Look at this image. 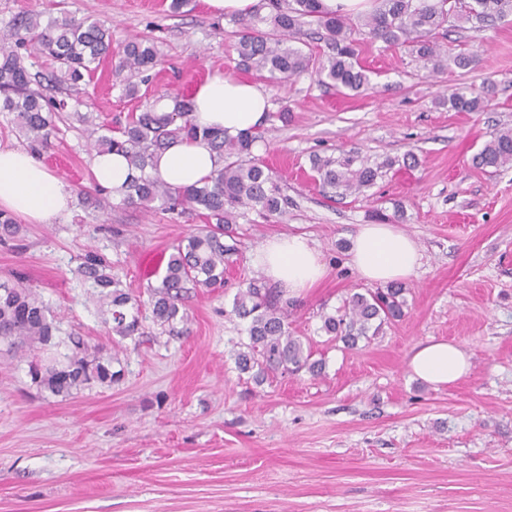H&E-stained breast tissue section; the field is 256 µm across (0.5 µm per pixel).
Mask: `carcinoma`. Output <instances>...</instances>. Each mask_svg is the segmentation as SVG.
<instances>
[{
	"label": "carcinoma",
	"instance_id": "obj_1",
	"mask_svg": "<svg viewBox=\"0 0 512 512\" xmlns=\"http://www.w3.org/2000/svg\"><path fill=\"white\" fill-rule=\"evenodd\" d=\"M510 16L512 0H375L374 9L356 21L322 10L319 0H261L252 14L231 22L243 69L264 72L273 84L312 72L340 92L359 94L370 84L359 56L363 40L407 46L436 71L468 70L476 63L474 55L441 51L440 40L448 37V24L461 28L474 20L493 23ZM311 24L320 29L326 47L322 52L306 53L297 47L306 36L304 26ZM0 40V112L13 114L16 128L35 155L50 147L56 113L68 107L67 101L44 94L41 81L30 72L35 60L50 59L55 64L50 81L73 87L92 77L104 59L115 56L112 75L127 96L137 95L141 86L148 85L149 71L158 62L152 39H128L114 52L110 27L70 14L45 20L40 12H24L8 23ZM492 92L491 84L478 93L457 89L448 95V110L474 112ZM191 108L188 96L166 93L154 97L144 110L129 113L113 128L96 122L90 113L77 114L95 153L120 151L139 172L129 183L124 202L145 210H190L206 221L161 260L160 282L148 285L146 300L120 288L104 256L94 251L84 255L78 273L106 306L104 324L122 338L140 333L144 309L168 335L187 333L189 317L183 309L187 292L224 285V262L235 251L224 243V237L232 235L239 210L248 208L264 217L288 212V195L272 171L252 156L261 134L200 131L190 119ZM179 138L200 141L216 152L220 162L201 184L174 189L152 176L148 168L158 153ZM473 163L488 173L512 165V129L493 133ZM395 165L388 160L374 168L357 152L340 159H311L313 179L341 196L362 193L375 185L381 168ZM21 230L14 216L0 212V244L15 241ZM405 293L401 284L355 292L336 313L322 316L321 330L354 348L383 325L404 316ZM293 309V301L260 278L251 280L234 298L233 311L247 321L248 335L244 350L236 355V365L259 384L279 372L322 373L323 361L314 358L311 346L288 330ZM0 341L7 343L10 352L33 353L28 361L32 382L57 396H70L96 384L110 386L119 376L112 370L119 359L104 345L76 334L56 338L49 308L23 284H0ZM51 349L57 353L39 357L38 352Z\"/></svg>",
	"mask_w": 512,
	"mask_h": 512
}]
</instances>
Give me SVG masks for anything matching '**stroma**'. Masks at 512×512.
I'll use <instances>...</instances> for the list:
<instances>
[{
	"label": "stroma",
	"mask_w": 512,
	"mask_h": 512,
	"mask_svg": "<svg viewBox=\"0 0 512 512\" xmlns=\"http://www.w3.org/2000/svg\"><path fill=\"white\" fill-rule=\"evenodd\" d=\"M32 10L111 22L116 45L153 38L154 91H190L217 73L258 84L270 109L252 152L291 203L281 217L238 218L224 285L190 293L187 334L149 326L114 340L77 273L82 256L103 254L122 288L143 292L159 280L161 255L202 220L121 201L93 207L83 128L60 113L42 161L70 188L72 208L0 245V281L23 277L59 336L117 344L124 372L62 398L32 383L25 356L0 352V512H512V167L490 174L472 162L492 133L512 128V22L444 39L449 52L476 54L467 71L435 73L407 48L365 41L372 87L341 95L310 72L272 86L239 69L232 24L204 0L177 14L160 0H0V28ZM489 83L481 111L441 103ZM49 93L109 125L144 104L115 84L107 61L78 87ZM351 151L396 165L363 195L322 191L311 156ZM408 153L415 165L401 166ZM399 206L396 225L422 254L406 314L345 348L328 340L321 316L367 289L347 264L349 237ZM282 233L307 235L327 267L289 318L325 369L258 385L235 364L247 324L232 301L263 274L257 249ZM431 339L462 347L470 374L441 388L414 378L409 359Z\"/></svg>",
	"instance_id": "stroma-1"
}]
</instances>
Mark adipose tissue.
I'll return each mask as SVG.
<instances>
[{
    "label": "adipose tissue",
    "mask_w": 512,
    "mask_h": 512,
    "mask_svg": "<svg viewBox=\"0 0 512 512\" xmlns=\"http://www.w3.org/2000/svg\"><path fill=\"white\" fill-rule=\"evenodd\" d=\"M191 118L201 127L227 135L260 126L270 108L267 94L256 84L213 75L192 95ZM218 158L202 143L178 140L159 153L151 172L178 188L202 182ZM92 174L100 186L121 200L131 177L125 157L117 152L94 156ZM71 191L29 151L0 146V208L33 224H50L69 209ZM349 264L359 279L381 285L408 281L420 265L413 237L392 224L359 225L350 240ZM265 275L289 294L298 295L320 283L327 268L320 254L301 234L272 236L255 254ZM416 378L436 387L455 383L471 371V361L457 344L438 341L418 346L409 360Z\"/></svg>",
    "instance_id": "obj_1"
}]
</instances>
